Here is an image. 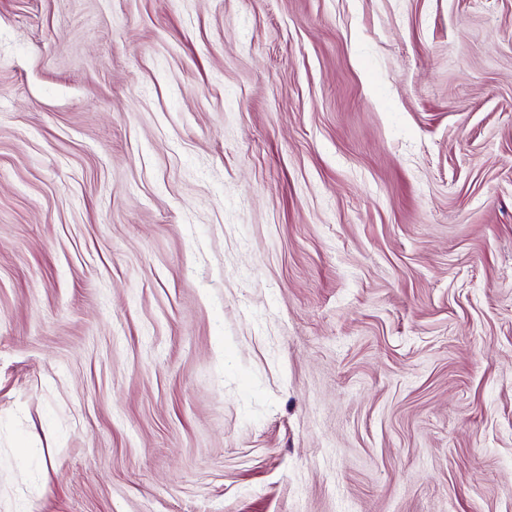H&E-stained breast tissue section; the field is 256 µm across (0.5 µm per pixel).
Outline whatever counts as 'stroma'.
Wrapping results in <instances>:
<instances>
[{"mask_svg":"<svg viewBox=\"0 0 512 512\" xmlns=\"http://www.w3.org/2000/svg\"><path fill=\"white\" fill-rule=\"evenodd\" d=\"M0 512H512V0H0Z\"/></svg>","mask_w":512,"mask_h":512,"instance_id":"35a3bbf8","label":"stroma"}]
</instances>
